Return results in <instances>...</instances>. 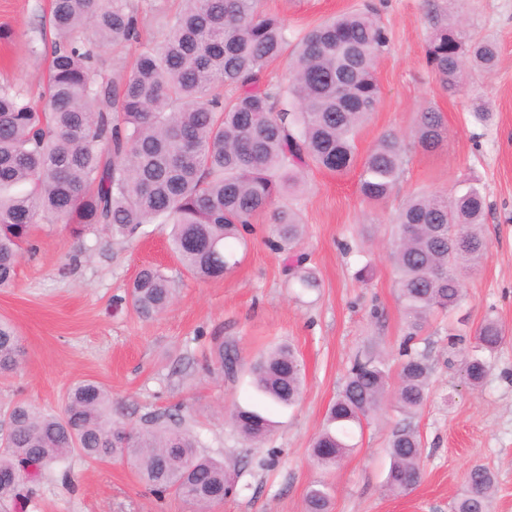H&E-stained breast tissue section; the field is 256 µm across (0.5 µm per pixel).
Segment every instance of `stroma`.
Returning a JSON list of instances; mask_svg holds the SVG:
<instances>
[{"mask_svg": "<svg viewBox=\"0 0 512 512\" xmlns=\"http://www.w3.org/2000/svg\"><path fill=\"white\" fill-rule=\"evenodd\" d=\"M140 2L149 8L140 42L100 47L98 71L131 65L158 42L179 0ZM47 6L48 0H0V84L38 91L50 54L39 33ZM262 8L292 36L353 10L373 14L387 31L389 46L376 69L380 100L358 132L359 156L386 134L412 140L428 106L443 115L445 141L433 151L411 149L396 188L376 204L361 196L358 169L307 168L304 185L284 199L302 219L299 250L320 281L303 294L289 285L287 254L267 244L266 215L239 247V265L206 280L180 264L160 225H142L132 243L122 244L104 231L78 239L64 224L37 223L35 252L21 255L13 286L0 288V319L16 327L24 348L19 368L0 375V425L19 401L59 413L68 388L89 379L111 392L112 415L125 427L177 410L199 453L223 462L233 478L232 492L210 512H305L306 492L318 481L331 488V512H451L476 464L496 475L489 512H512V0H262ZM444 18L495 40L499 50L494 70L470 71L456 93L442 88L425 61L426 39ZM478 99L494 114L485 128L469 115ZM466 179L478 183L488 204L481 226L487 252L461 275L467 332L452 342L447 318H430L413 343L433 369L426 403L408 415L385 396L354 431L353 449L323 471L311 444L354 356L374 345L390 384L398 382L408 328L391 260L393 219L409 196L450 192ZM367 261L373 276L363 283L356 272ZM148 265L175 288L168 309L152 319L139 316L128 295ZM489 315L504 339L474 387L463 378L462 355ZM221 343L236 348L235 371L221 367ZM281 343L303 362V391L294 405L273 410L272 432L252 447L236 432L231 412L256 402L249 368ZM403 424L421 436L424 477L412 491L392 493L385 488L388 448ZM24 493L25 509L6 503L0 512H190L175 495L149 493L118 457L98 463L71 456Z\"/></svg>", "mask_w": 512, "mask_h": 512, "instance_id": "obj_1", "label": "stroma"}]
</instances>
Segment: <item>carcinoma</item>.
I'll return each instance as SVG.
<instances>
[{
	"label": "carcinoma",
	"mask_w": 512,
	"mask_h": 512,
	"mask_svg": "<svg viewBox=\"0 0 512 512\" xmlns=\"http://www.w3.org/2000/svg\"><path fill=\"white\" fill-rule=\"evenodd\" d=\"M140 23L131 0H51L43 24L53 36L43 105L21 88L0 85V288L14 282L41 220L62 221L76 237L105 226L122 243L159 222L188 272L220 277L238 264L232 242H244L254 218L268 210L272 249H295L304 225L294 210L272 205L300 186L306 168L344 173L355 164L356 135L379 102L375 68L388 44L373 17H332L292 46L284 21L265 12L261 0H183L159 44L143 50L131 70L119 66L92 77L96 48L139 41ZM89 28L95 43L84 35ZM288 52V82L268 77L270 63ZM497 58L495 43L446 23L427 40V64L448 92L461 86L466 65L490 70ZM444 131L442 114L428 108L415 139L430 151ZM407 151L398 135L379 139L361 164L366 201L392 193ZM486 207L481 189L465 180L449 195L411 197L394 220L391 259L410 328L395 393L402 412L423 405L431 382L430 365L410 342L430 315L450 313L463 301L457 270L486 253L479 231ZM293 262L300 292L319 287L305 258ZM173 296L170 280L154 267L141 269L130 291L144 318L162 313ZM502 340L498 323L486 319L478 348L492 352ZM20 357L15 329L0 322V373L15 370ZM486 374L482 357L466 360L471 385ZM251 384L265 402L291 406L302 393L303 364L280 345L252 365ZM387 384L383 360L370 353L354 358L312 445L320 467H335L354 448L353 428L379 407ZM232 423L255 445L273 426L262 410L239 405ZM72 454L93 462L126 457L151 491L173 493L196 509L221 503L233 488L224 463L199 455L188 429L159 416L146 427L126 428L112 421L110 391L83 380L67 391L60 415L13 405L0 435V475L10 476L0 478V501L19 502L24 484ZM389 456L387 487L415 488L423 476L418 432L407 425L395 430ZM494 488L488 468H470L454 512H487ZM305 502L306 512H331L324 484L312 485Z\"/></svg>",
	"instance_id": "carcinoma-1"
}]
</instances>
